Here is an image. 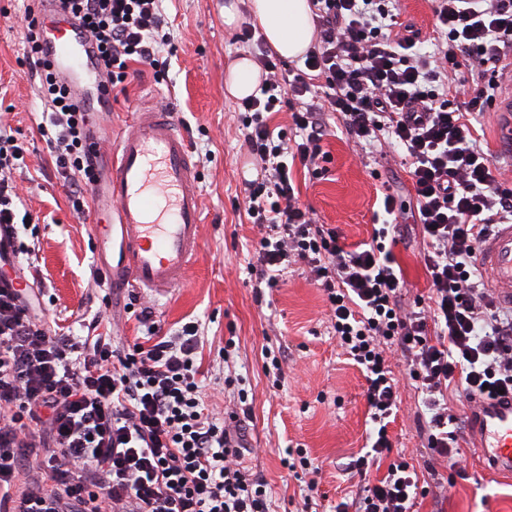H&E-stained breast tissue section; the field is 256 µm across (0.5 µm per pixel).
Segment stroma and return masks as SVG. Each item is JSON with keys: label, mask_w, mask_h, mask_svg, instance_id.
Wrapping results in <instances>:
<instances>
[{"label": "stroma", "mask_w": 512, "mask_h": 512, "mask_svg": "<svg viewBox=\"0 0 512 512\" xmlns=\"http://www.w3.org/2000/svg\"><path fill=\"white\" fill-rule=\"evenodd\" d=\"M225 0H163L171 34L157 66L130 63L125 82L112 89L111 108L98 125L120 129L137 102L171 103L196 166L203 203V243L185 286L163 296L139 289L119 293L97 286L93 208L75 214L71 180L56 170L39 125L48 104L24 66L29 0H0V126L26 148L14 177L21 207L32 222L21 237L22 265L40 288L39 301L50 330L85 335L94 317L109 319L117 345L147 340L148 331L167 336L198 322L200 379L205 400L220 416L234 410L238 391L251 407L242 428L244 458L268 484L270 512H332L352 499L364 478L346 470L365 448L366 381L353 360L336 345L323 290L303 265L293 266L273 288H259L258 232L247 214L246 182L261 171L242 136L240 102L227 95L226 72L252 45L239 42L240 27L224 24ZM323 171L315 175L294 165L301 206L321 224L336 228L353 248L371 242L386 219L384 195L403 204L400 234L390 246L408 289V299H428L431 279L423 257L421 227L413 213V188L400 151L379 153L350 139L329 121L321 141ZM152 308L153 329L139 318L141 303ZM232 352H225L226 342ZM278 350L281 376L266 370L265 348ZM400 375V403L388 434L395 451L427 458L415 415L421 395ZM477 441L467 435L465 457L449 492L418 499L416 512H512V476L485 470ZM305 448L315 466L309 480L296 479L284 462L286 449ZM314 489H307V481Z\"/></svg>", "instance_id": "35a3bbf8"}]
</instances>
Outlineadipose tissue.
I'll use <instances>...</instances> for the list:
<instances>
[{"mask_svg":"<svg viewBox=\"0 0 512 512\" xmlns=\"http://www.w3.org/2000/svg\"><path fill=\"white\" fill-rule=\"evenodd\" d=\"M250 12L264 41L282 57H301L315 41L310 0H250Z\"/></svg>","mask_w":512,"mask_h":512,"instance_id":"adipose-tissue-1","label":"adipose tissue"}]
</instances>
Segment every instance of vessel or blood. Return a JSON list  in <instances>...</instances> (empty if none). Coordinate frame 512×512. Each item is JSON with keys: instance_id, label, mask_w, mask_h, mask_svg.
Segmentation results:
<instances>
[{"instance_id": "vessel-or-blood-1", "label": "vessel or blood", "mask_w": 512, "mask_h": 512, "mask_svg": "<svg viewBox=\"0 0 512 512\" xmlns=\"http://www.w3.org/2000/svg\"><path fill=\"white\" fill-rule=\"evenodd\" d=\"M45 58L67 82L99 84L94 47L76 26L42 34ZM497 152L512 155V93L497 100ZM195 166L173 110L141 105L116 137L98 202L112 221L96 227V260L112 290L164 295L184 285L202 243L203 206ZM478 265L500 302L512 306V224L479 249ZM484 466L512 475V397L486 402L474 417Z\"/></svg>"}]
</instances>
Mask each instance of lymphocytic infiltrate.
<instances>
[{
	"instance_id": "1",
	"label": "lymphocytic infiltrate",
	"mask_w": 512,
	"mask_h": 512,
	"mask_svg": "<svg viewBox=\"0 0 512 512\" xmlns=\"http://www.w3.org/2000/svg\"><path fill=\"white\" fill-rule=\"evenodd\" d=\"M94 41L105 83L129 62L156 65L163 32L161 0H69ZM317 29L305 69L286 78L272 51L255 56L259 92L242 101L244 141L263 179L248 183L247 213L260 229L261 275L303 263L323 287L338 346L362 371L373 429L371 449L351 468L385 466L336 512H412L428 494L418 470L393 453L387 426L398 405L389 352L399 353L424 393L420 429L428 467L455 469L463 416L450 398L477 403L512 394V307L497 303L477 266L480 243L512 222V183L498 180L477 146L473 118L489 108L512 60V0H434V43L399 22L398 0H310ZM27 58L52 110L55 165L83 173L70 196L75 212L98 180L89 113L40 56ZM483 76L460 100L458 74ZM323 101L305 103L313 83ZM294 103L301 140L287 149L266 116ZM355 143L392 140L404 150L433 288L430 306H407V289L385 241L346 249L335 228L316 223L299 203L289 159L317 168L324 111ZM24 149L0 134V230L15 249L19 227L12 180ZM28 284L0 266V512H269L265 482L244 464L240 438L209 412L197 378L195 326L150 346L113 348L50 334ZM36 481L17 488L20 471Z\"/></svg>"
}]
</instances>
